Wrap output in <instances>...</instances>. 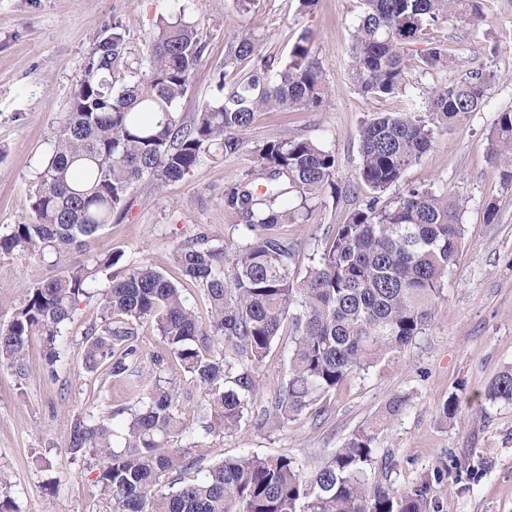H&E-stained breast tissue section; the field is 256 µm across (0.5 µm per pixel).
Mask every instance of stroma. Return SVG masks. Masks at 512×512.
<instances>
[{
    "label": "stroma",
    "mask_w": 512,
    "mask_h": 512,
    "mask_svg": "<svg viewBox=\"0 0 512 512\" xmlns=\"http://www.w3.org/2000/svg\"><path fill=\"white\" fill-rule=\"evenodd\" d=\"M360 2L316 0L306 9L299 0H254L241 18L234 0H190L208 46L176 105L181 116L192 119L205 102L220 99L218 83L231 86L247 76L250 62L232 57L243 38H252L261 55L282 64L304 33L332 88L330 106L324 112L259 113L239 155L206 158L187 180L162 189L147 178L132 188L124 214L104 227L92 247L96 253L118 249L123 257L111 274L100 276L96 296L81 299L65 325V366L50 376L37 335L29 339L27 379L0 366V479L9 485L17 512H112L111 504L94 494L93 460H75L67 452L76 415L105 398L116 407L131 402L105 372L82 366V336L100 317L99 292L110 275L143 263L180 280L174 250L181 239L200 228L216 245L230 237L235 219L224 210L222 190L254 165V145L289 136L321 140L338 161L337 185L352 189L328 202L316 223L282 226L298 249V275H306L317 250L367 201L370 192L358 179V130L375 113L400 111L405 101L361 95L350 81V31ZM172 8L171 0H0V227L30 216L56 128L105 30L115 23L123 29L128 52L114 68L123 83L146 52L157 16ZM430 35L447 42L456 65L449 74H425L417 56L407 57L415 103L423 102L427 88L469 69L480 66L495 75L488 104L456 126L437 127L432 149L384 194L391 200L407 186L442 185L464 204L463 243L431 323L404 352L347 377L322 412L305 411L280 429L244 421L215 443L212 456L286 454L310 472L399 397L402 411L378 436L376 477L402 489L430 474L445 455L474 453L488 469L469 493L458 494L449 483L440 486L445 512H512V401L486 397L489 383L512 366V184L504 183L489 158L497 116L512 109V0H486L483 19L438 25ZM490 205L497 210L492 224L485 214ZM53 273L36 258L0 255V325L22 305L26 288ZM287 368L283 339L258 369V403L279 389ZM452 394L458 412L445 423L438 409Z\"/></svg>",
    "instance_id": "obj_1"
}]
</instances>
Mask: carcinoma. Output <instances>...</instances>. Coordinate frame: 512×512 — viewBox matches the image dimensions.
Segmentation results:
<instances>
[{
    "instance_id": "cac0c4a2",
    "label": "carcinoma",
    "mask_w": 512,
    "mask_h": 512,
    "mask_svg": "<svg viewBox=\"0 0 512 512\" xmlns=\"http://www.w3.org/2000/svg\"><path fill=\"white\" fill-rule=\"evenodd\" d=\"M483 8L484 0H362L350 48L353 86L376 98L407 94L410 52L427 71H452L447 44L427 41L426 29L480 19ZM187 9L178 4L158 17L148 54L118 88L112 69L126 53L120 26L97 42L39 173L32 215L0 230V254L49 258L57 267L27 289L13 319L0 326V365L20 379L29 372L31 336L42 337L48 364H63V326L122 252L92 254L73 266L62 260L88 252L112 215L125 210L135 183L147 177L164 187L186 179L205 157L239 153L242 132L260 112L329 107L331 89L309 36L294 43L278 69L245 37L233 56L252 59L248 76L192 121L181 120L175 105L206 49ZM493 78L472 69L432 88L424 111L378 112L361 126L359 177L371 197L306 276H296L294 244L280 229L316 223L326 189L336 188V156L317 140L287 137L255 146L257 164L224 186V211L238 219L236 236L210 245L201 232L175 248L185 280L209 301L208 322L187 304L183 288L149 264L109 281L100 321L83 339V363L91 372L104 368L134 404L114 408L102 400L78 414L67 451L95 460L94 487L112 512H443L436 486L451 479L462 494L479 484L486 466L473 455L451 456L403 490L372 480L377 435L400 412L398 398L312 474L286 454L212 463L208 457L214 441L241 427L259 389L255 370L284 330L288 373L257 414L260 427L288 425L350 374L406 350L423 333L463 239L462 204L443 186H408L387 203L381 197L431 149L434 127L488 104ZM490 145L493 163L512 182V109L498 113ZM147 326L162 337L166 354L145 353ZM172 367L199 390L203 405L194 419L164 376ZM487 396L512 401V367L491 381ZM122 414L118 433L113 419ZM191 422L188 446L175 445ZM191 470L196 477H184Z\"/></svg>"
}]
</instances>
